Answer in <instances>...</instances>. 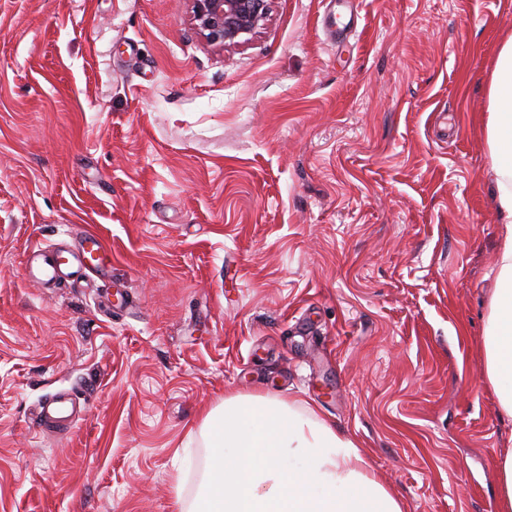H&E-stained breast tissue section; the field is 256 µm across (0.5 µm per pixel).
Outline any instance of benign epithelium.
Returning a JSON list of instances; mask_svg holds the SVG:
<instances>
[{
  "mask_svg": "<svg viewBox=\"0 0 512 512\" xmlns=\"http://www.w3.org/2000/svg\"><path fill=\"white\" fill-rule=\"evenodd\" d=\"M192 20L204 38L226 49L246 43L270 16L271 0H191Z\"/></svg>",
  "mask_w": 512,
  "mask_h": 512,
  "instance_id": "benign-epithelium-1",
  "label": "benign epithelium"
}]
</instances>
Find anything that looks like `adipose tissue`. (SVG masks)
I'll return each instance as SVG.
<instances>
[{"instance_id": "1", "label": "adipose tissue", "mask_w": 512, "mask_h": 512, "mask_svg": "<svg viewBox=\"0 0 512 512\" xmlns=\"http://www.w3.org/2000/svg\"><path fill=\"white\" fill-rule=\"evenodd\" d=\"M488 112L489 177L505 223L483 348L498 406L512 417V36L491 71ZM201 433L212 453L194 512H405L356 443L306 400L229 396Z\"/></svg>"}]
</instances>
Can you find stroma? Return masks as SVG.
Instances as JSON below:
<instances>
[{
  "label": "stroma",
  "mask_w": 512,
  "mask_h": 512,
  "mask_svg": "<svg viewBox=\"0 0 512 512\" xmlns=\"http://www.w3.org/2000/svg\"><path fill=\"white\" fill-rule=\"evenodd\" d=\"M343 29L330 39L327 27ZM512 0H0V512H177L225 397L308 400L408 512H499L484 174ZM83 231L112 279L42 288ZM62 392L87 409L40 426ZM271 1L191 0L192 20L209 43L232 49L267 24Z\"/></svg>",
  "instance_id": "obj_1"
}]
</instances>
